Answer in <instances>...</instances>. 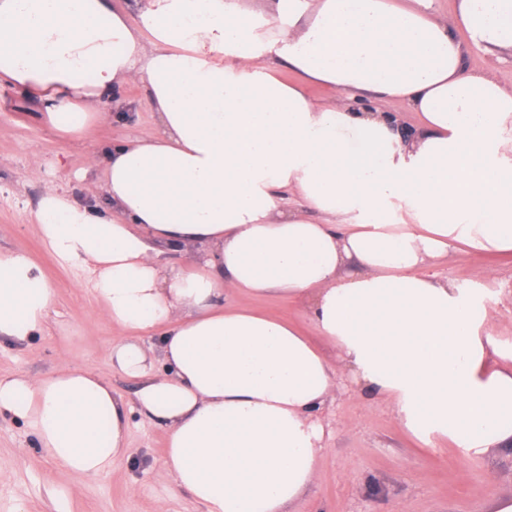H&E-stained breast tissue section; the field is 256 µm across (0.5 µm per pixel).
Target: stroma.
I'll use <instances>...</instances> for the list:
<instances>
[{"label": "stroma", "instance_id": "35a3bbf8", "mask_svg": "<svg viewBox=\"0 0 512 512\" xmlns=\"http://www.w3.org/2000/svg\"><path fill=\"white\" fill-rule=\"evenodd\" d=\"M114 95L130 107V117H114L92 126L85 139L69 140L44 123L36 104L19 103L13 88L0 84V251L26 253L55 287L39 336L0 341L1 377H44L66 361L95 371L124 395L133 392V381L112 363V344L124 329L103 318L86 273L56 262L35 215L39 199L58 186L99 214L108 212L89 168L90 150H109L129 134L155 128L140 87L127 85ZM35 155L41 172L32 177ZM433 271L496 298L502 319L495 330L512 341V256L459 251ZM320 418L326 449L317 460L319 479L288 512H490L491 496L512 495L511 454L493 449L465 460L448 442L421 447L402 430L387 400L344 389ZM166 436L165 426L131 413L127 456L63 500L58 492L69 483L63 469L22 421L1 415L0 512H156L161 506L166 512H202L164 468Z\"/></svg>", "mask_w": 512, "mask_h": 512}]
</instances>
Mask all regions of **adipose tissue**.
<instances>
[{"mask_svg":"<svg viewBox=\"0 0 512 512\" xmlns=\"http://www.w3.org/2000/svg\"><path fill=\"white\" fill-rule=\"evenodd\" d=\"M434 3L0 0V80L52 130L83 136L130 84L157 124L92 153L111 216L58 188L37 205L47 248L132 332L112 345L132 397L66 363L0 377V415L67 472L61 497L126 455L135 410L166 425L164 467L203 512H285L318 480V414L345 380L425 447L512 452L501 314L430 271L512 253V89L469 65L512 50V0H458L447 19ZM163 246L195 254L166 268ZM54 295L0 252V338L40 334ZM272 295L300 300L314 337L251 307ZM161 326L164 374L136 338Z\"/></svg>","mask_w":512,"mask_h":512,"instance_id":"adipose-tissue-1","label":"adipose tissue"}]
</instances>
